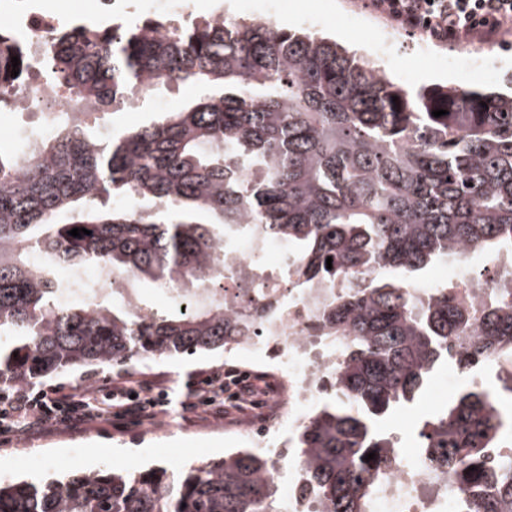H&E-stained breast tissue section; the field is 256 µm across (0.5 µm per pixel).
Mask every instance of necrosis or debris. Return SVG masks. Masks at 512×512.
Returning a JSON list of instances; mask_svg holds the SVG:
<instances>
[{"instance_id": "necrosis-or-debris-1", "label": "necrosis or debris", "mask_w": 512, "mask_h": 512, "mask_svg": "<svg viewBox=\"0 0 512 512\" xmlns=\"http://www.w3.org/2000/svg\"><path fill=\"white\" fill-rule=\"evenodd\" d=\"M54 27L52 18L31 12L15 28L27 53L28 74L23 93L8 105L16 112L37 113L39 122L38 131L22 132L19 142L25 149L49 136L61 116H83L66 88L46 75L44 43ZM481 263L491 267L490 276H474L473 266ZM294 270L295 257L287 248L257 233L233 234L224 241L222 287L206 289L197 298L223 302L247 338L241 348L225 354V371L248 382L261 373L274 381L272 393L260 398L258 417L226 427L227 436L246 438L249 449L273 458L272 475L280 483L290 512H323L312 485L301 476L293 450L283 447L281 440L336 396L331 376L341 359L344 340L326 334L322 311L342 290L301 285ZM414 294L425 301L447 295L450 303L480 318L485 308L512 295V252L486 260L469 254L460 270L449 277L444 291L419 287ZM468 354L465 341H449L431 382L435 399L444 398L462 382L512 376V357L471 362ZM464 495L449 478L447 449H421L405 457L392 436L369 512H459Z\"/></svg>"}]
</instances>
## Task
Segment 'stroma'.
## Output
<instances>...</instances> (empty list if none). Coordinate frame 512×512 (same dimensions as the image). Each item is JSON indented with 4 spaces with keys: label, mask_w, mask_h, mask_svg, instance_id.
Wrapping results in <instances>:
<instances>
[{
    "label": "stroma",
    "mask_w": 512,
    "mask_h": 512,
    "mask_svg": "<svg viewBox=\"0 0 512 512\" xmlns=\"http://www.w3.org/2000/svg\"><path fill=\"white\" fill-rule=\"evenodd\" d=\"M103 10L100 0H24L28 12L53 14L58 27L73 23L99 26L109 20L145 16L171 17L170 0H115ZM365 0H187L188 18L196 20L224 15L231 19L269 21L290 31L305 29L327 36L348 51L369 60L397 82L411 88L456 86L497 87L503 73H512V32L497 41L474 40L465 47L431 44L429 57H422L420 34L402 33L387 51H379L378 38L390 22ZM193 87L171 83L154 90L137 105L121 106L108 115L112 136L135 130L195 101ZM224 367L223 353H209L167 362L146 363L133 371L136 379L160 377L172 393L167 414L151 424L133 426L108 419L71 428L56 426L25 435L24 439L0 436V479H24L32 474L55 476L57 468L87 471L102 464L179 467L223 457L226 447L220 418L185 412L179 405L192 380ZM42 459L40 471H32L31 459Z\"/></svg>",
    "instance_id": "1"
}]
</instances>
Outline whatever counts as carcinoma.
Wrapping results in <instances>:
<instances>
[{
	"instance_id": "carcinoma-1",
	"label": "carcinoma",
	"mask_w": 512,
	"mask_h": 512,
	"mask_svg": "<svg viewBox=\"0 0 512 512\" xmlns=\"http://www.w3.org/2000/svg\"><path fill=\"white\" fill-rule=\"evenodd\" d=\"M45 56L53 79L99 115L172 82L200 95L116 139L67 120L30 152L0 145V385L233 349L240 330L222 305L180 294L163 312L65 302L56 270L96 265L154 288H219L224 234L252 224L294 252L301 284L347 283L322 313L348 336L343 398L318 409L294 447L326 512H366L387 448L377 424L421 392L443 345L471 327L448 301L414 298L416 277L443 258L512 249V93L410 90L334 41L244 20L57 28ZM26 67L0 25V102L22 91ZM136 197L163 211L117 204ZM511 343L512 310L490 308L474 352L500 356ZM499 391L464 386L422 433L428 448L448 439L449 473L477 492L460 512H512V463L481 469L502 439ZM0 512L287 506L268 456L239 450L178 470L107 464L63 483L0 480Z\"/></svg>"
}]
</instances>
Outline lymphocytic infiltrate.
I'll use <instances>...</instances> for the list:
<instances>
[{
	"label": "lymphocytic infiltrate",
	"mask_w": 512,
	"mask_h": 512,
	"mask_svg": "<svg viewBox=\"0 0 512 512\" xmlns=\"http://www.w3.org/2000/svg\"><path fill=\"white\" fill-rule=\"evenodd\" d=\"M382 15L403 29L440 43L491 40L512 30V0H372ZM224 375L201 378L182 401L184 410L224 414ZM168 405L160 378L106 377L90 387L0 388V435L30 434L60 424L78 427L101 418L143 425Z\"/></svg>",
	"instance_id": "obj_1"
}]
</instances>
